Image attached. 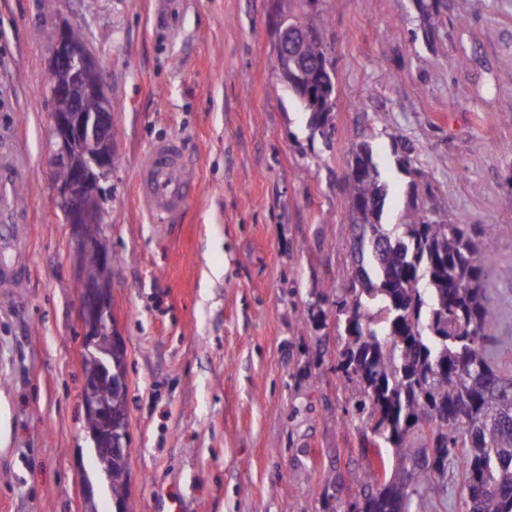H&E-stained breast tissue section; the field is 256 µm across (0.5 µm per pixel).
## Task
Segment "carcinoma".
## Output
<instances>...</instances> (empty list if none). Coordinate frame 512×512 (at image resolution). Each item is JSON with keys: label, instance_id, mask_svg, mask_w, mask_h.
<instances>
[{"label": "carcinoma", "instance_id": "1", "mask_svg": "<svg viewBox=\"0 0 512 512\" xmlns=\"http://www.w3.org/2000/svg\"><path fill=\"white\" fill-rule=\"evenodd\" d=\"M439 0H416L424 28L438 23ZM284 26L307 29L296 52L273 68L309 113L310 128L335 132V64L324 34L329 16L316 0H277ZM397 166L413 148L390 134ZM344 184L345 212L360 229L355 271L336 298L340 349L336 371L359 418L392 458L364 471L360 512H412L444 493L448 469L462 468L468 512H512V361L494 355L498 311L484 285L494 230L456 224L433 198L383 223L388 184L363 142ZM112 412L127 414V392H101ZM129 466L112 462L109 492L117 512L129 503Z\"/></svg>", "mask_w": 512, "mask_h": 512}]
</instances>
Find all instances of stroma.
<instances>
[{
	"instance_id": "35a3bbf8",
	"label": "stroma",
	"mask_w": 512,
	"mask_h": 512,
	"mask_svg": "<svg viewBox=\"0 0 512 512\" xmlns=\"http://www.w3.org/2000/svg\"><path fill=\"white\" fill-rule=\"evenodd\" d=\"M318 7L336 61L328 141L272 67L273 0H0V224L30 228L28 271L0 288V512H84L79 476L95 473L77 249L48 164L60 25L100 58L112 103L100 199L135 512H346L379 464L323 328L351 278L343 178L361 141L389 183L386 223L415 190L455 223L499 226L485 286L512 341V0H441L428 35L415 0ZM391 127L415 148L411 173ZM170 137L196 186L184 215L155 224L135 176Z\"/></svg>"
}]
</instances>
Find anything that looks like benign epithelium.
Segmentation results:
<instances>
[{"label": "benign epithelium", "instance_id": "1", "mask_svg": "<svg viewBox=\"0 0 512 512\" xmlns=\"http://www.w3.org/2000/svg\"><path fill=\"white\" fill-rule=\"evenodd\" d=\"M74 30L61 26L51 33L53 43L49 60V94L63 108L51 114L54 141L50 145L53 171L66 170L57 180V190L65 223L71 228L80 256L94 255L107 268L112 260L107 248V225L100 206V181L112 172L115 154L112 146V105L102 78L98 58L81 41L73 38ZM97 81L89 88L99 103L94 110L85 108L79 91L89 75ZM88 224L99 225L90 237ZM112 278L80 274L81 300L79 318L85 330L84 355L95 360V367L83 376V407L93 417L89 428L96 458L112 462L127 456L129 429L124 416L112 414V404L101 400L100 392L112 388V352L124 348V342L112 318Z\"/></svg>", "mask_w": 512, "mask_h": 512}]
</instances>
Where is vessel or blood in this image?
I'll use <instances>...</instances> for the list:
<instances>
[{
    "mask_svg": "<svg viewBox=\"0 0 512 512\" xmlns=\"http://www.w3.org/2000/svg\"><path fill=\"white\" fill-rule=\"evenodd\" d=\"M179 139L153 143L148 162L136 174L138 200L158 224L173 223L187 208L194 181ZM27 229L20 224L0 225V248L24 255Z\"/></svg>",
    "mask_w": 512,
    "mask_h": 512,
    "instance_id": "vessel-or-blood-1",
    "label": "vessel or blood"
}]
</instances>
